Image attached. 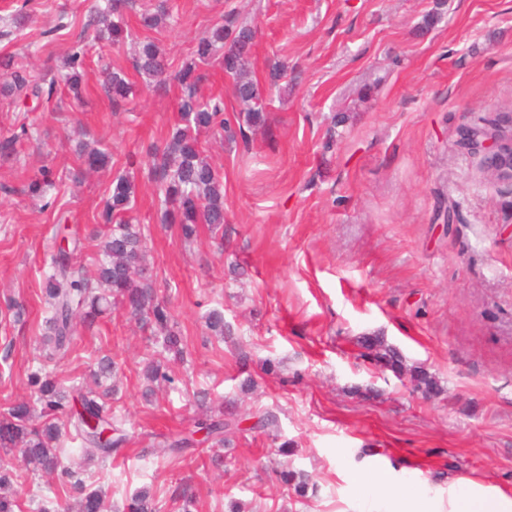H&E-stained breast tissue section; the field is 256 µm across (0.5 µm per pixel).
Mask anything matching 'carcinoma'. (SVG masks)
Listing matches in <instances>:
<instances>
[{
    "instance_id": "1",
    "label": "carcinoma",
    "mask_w": 512,
    "mask_h": 512,
    "mask_svg": "<svg viewBox=\"0 0 512 512\" xmlns=\"http://www.w3.org/2000/svg\"><path fill=\"white\" fill-rule=\"evenodd\" d=\"M126 0H103L91 10L85 27L95 28L98 36L108 33L118 37L120 25L111 22L106 29L98 23L108 17L121 15ZM255 37L252 26L239 23L232 16L215 25L198 38L195 61L177 71L169 70L165 57L149 41L139 51L134 68L148 78L163 77L172 81L180 90L179 120L173 127L163 148L151 154L149 172L156 184L164 206L163 220L180 226L184 240L193 239L199 225H208L217 233L224 226V176L203 156L200 134L211 131L219 135L227 129L224 119V96L208 98L200 95V77L195 74L197 64L219 62L224 75L233 81L232 91L242 103L245 121L257 125L264 121L266 99L257 80L251 76L250 51ZM87 51L80 45L73 46L64 62L65 84L70 96L79 101L85 91L83 81ZM104 93L112 99V108L118 109L131 93L123 69L108 66L101 83ZM54 87L43 88L29 78L25 69L15 66L12 58L0 60V94L5 97L33 96L37 99L53 94ZM78 160L85 171H96L111 160L100 142L79 145ZM53 172L44 167L27 184V193L42 200L53 186ZM137 184L129 172L117 175L112 190L103 201L102 219L106 230L81 235L67 225H58L52 240L64 234L71 247L54 248L51 272L46 276L43 289L46 305L43 346L52 354L66 356L73 348L76 324L90 329L107 311L123 309L130 318L143 324L153 323L164 331L160 337L164 359H153L145 367L146 379L151 383L169 382L165 362L184 359L182 336L170 326L171 314L156 289L144 274L142 263L146 237L141 227L129 223L126 215L135 204ZM99 240L97 250L85 264L74 261V254L86 249L85 240ZM206 328L212 336H224L229 326L224 323V313L214 309L206 317ZM360 345L373 353L381 366L397 375L406 371L402 356L387 345L381 336H362ZM116 375L115 362L104 356L96 363L92 377L95 387L85 389L74 397L51 375L35 371L29 375V386L34 401L18 400L0 416V449H19L26 469L49 475L59 481L63 490L78 498L76 512H105L100 491L88 490L83 480L68 467L58 442L62 436L60 422L65 419L86 448L107 458L120 451L126 443L122 430L112 416V379ZM414 387L427 393L439 391L435 377L422 368L411 372ZM207 430V439L215 445H226L237 428L236 421L221 417L197 423V429ZM111 431L108 439L102 433ZM282 483L301 494L308 485L302 472L282 473ZM0 512H23L22 501L14 492L11 478L0 472Z\"/></svg>"
}]
</instances>
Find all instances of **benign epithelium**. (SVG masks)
<instances>
[{
	"label": "benign epithelium",
	"instance_id": "1",
	"mask_svg": "<svg viewBox=\"0 0 512 512\" xmlns=\"http://www.w3.org/2000/svg\"><path fill=\"white\" fill-rule=\"evenodd\" d=\"M495 128L488 135L476 136L462 129L461 144L482 154L483 171L494 181L512 183V111L495 113Z\"/></svg>",
	"mask_w": 512,
	"mask_h": 512
}]
</instances>
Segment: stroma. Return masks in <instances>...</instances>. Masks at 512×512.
<instances>
[{
    "mask_svg": "<svg viewBox=\"0 0 512 512\" xmlns=\"http://www.w3.org/2000/svg\"><path fill=\"white\" fill-rule=\"evenodd\" d=\"M164 2L173 17L152 35L175 70L223 16L256 29L263 127L241 125L217 64L199 68L203 93L223 95L237 129L225 142L201 136L224 175L220 240L203 225L187 242L162 223L149 176L146 150L175 125L178 90L146 83L132 55L147 34L142 14ZM95 3L0 0V29L25 15L17 38H0V57L61 80ZM123 19L120 43L89 42L82 101L62 89L26 112L0 97V138L34 129L17 155L0 158V310L11 301L26 309L23 322L0 321V413L30 398V372L77 386L111 355L125 448L86 466L72 429L62 442L117 512L142 489L157 512H177L186 492L194 512H366L357 479L379 464L395 482L427 483L439 512L454 482L512 498V186L491 180L460 143L477 117L512 109V0H131ZM105 61L134 85L119 112L99 89ZM277 62L287 76L273 89ZM84 137L107 144L112 169L77 182ZM130 157L141 163L132 214L148 237L147 270L186 351L149 400L141 370L158 346L121 311L78 329L66 357L41 344L56 217L94 227ZM43 166L56 176L50 210L25 192ZM215 308L231 328L221 340L205 327ZM365 334L383 336L407 367L426 368L440 394L425 397L409 376L380 367L357 342ZM208 409L239 422L223 463L206 443L169 454L164 441ZM267 413L273 424L257 427ZM286 468L309 474L305 495L283 486Z\"/></svg>",
    "mask_w": 512,
    "mask_h": 512,
    "instance_id": "stroma-1",
    "label": "stroma"
}]
</instances>
